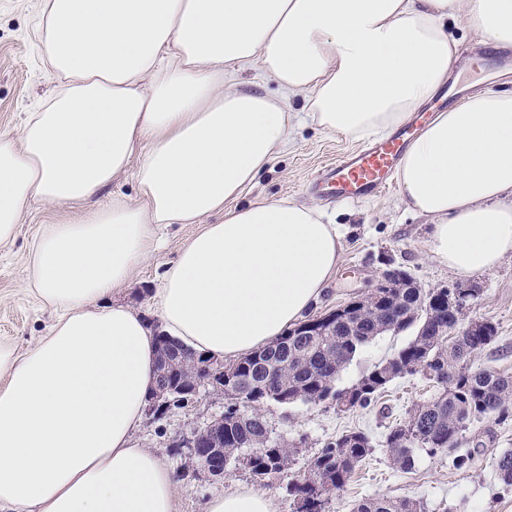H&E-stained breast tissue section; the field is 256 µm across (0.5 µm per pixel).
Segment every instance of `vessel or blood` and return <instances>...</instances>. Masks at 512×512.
<instances>
[{
	"label": "vessel or blood",
	"instance_id": "obj_1",
	"mask_svg": "<svg viewBox=\"0 0 512 512\" xmlns=\"http://www.w3.org/2000/svg\"><path fill=\"white\" fill-rule=\"evenodd\" d=\"M416 129V124H409L385 140L342 155L313 183V191L327 200L347 203L381 193L390 186L401 155Z\"/></svg>",
	"mask_w": 512,
	"mask_h": 512
}]
</instances>
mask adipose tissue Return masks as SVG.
<instances>
[{
  "label": "adipose tissue",
  "instance_id": "obj_1",
  "mask_svg": "<svg viewBox=\"0 0 512 512\" xmlns=\"http://www.w3.org/2000/svg\"><path fill=\"white\" fill-rule=\"evenodd\" d=\"M458 28L512 49V0H43L38 40L64 85L0 132V245L33 202H81L127 172L141 201L48 225L32 245L24 285L58 319L24 353L0 342V512H176L164 457L131 444L155 333L114 294L153 254L156 225L196 224L156 293L164 333L230 361L304 320L339 265L338 225L285 198L238 203L297 119L286 97L323 132L387 136L446 83ZM255 64L279 95L235 87ZM396 178L452 272L512 256V92L435 113ZM205 512L276 505L237 486Z\"/></svg>",
  "mask_w": 512,
  "mask_h": 512
}]
</instances>
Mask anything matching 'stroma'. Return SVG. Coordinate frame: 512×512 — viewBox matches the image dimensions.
<instances>
[{
  "label": "stroma",
  "instance_id": "35a3bbf8",
  "mask_svg": "<svg viewBox=\"0 0 512 512\" xmlns=\"http://www.w3.org/2000/svg\"><path fill=\"white\" fill-rule=\"evenodd\" d=\"M40 6L41 0H0V131H19L27 113L61 86L45 63L35 36ZM458 39L460 61L453 75L458 88L473 85L480 90L512 91V53L480 51L463 32ZM356 147V141L343 135H327L309 122H297L285 145L242 196L246 203L272 198L317 203L331 223L339 226L340 265L326 294L316 304L315 313L328 312L351 296L370 292L379 272L389 262L403 267L427 290L460 282L478 290V297L464 311L462 322L488 319L498 326L496 343L474 357V367L512 375V258L504 259L493 270L458 277L428 253L426 240L431 222L406 209L395 185L359 204L321 201L310 190V183L339 156ZM116 197L139 203L132 174L118 176L99 195L76 206L61 208L36 202L28 208L15 241L0 245V341H10L19 351H26L55 322V312L22 284L36 235L45 225L108 206ZM197 230L194 224L161 226L158 234L165 242L164 247L138 269L131 285L120 294V301L147 315L152 323H159L153 298L162 274ZM409 338L406 332L378 336L347 365L340 386L357 382ZM433 392L432 384L422 376H407L391 382L377 402L366 409L340 412L321 405L284 406L270 402L263 406L262 413L276 434L299 442L292 467L296 473L304 472L310 458L337 434L360 430L373 439L372 455L357 469L349 484L331 496L328 512H349L353 504L371 497H406L419 504L420 512H512V487L500 483L492 467L501 452L512 449V417L502 422L492 417L467 422L458 448L477 452L468 470L454 469L448 453L420 455L408 472L389 460L381 444L388 427L405 422L413 409ZM224 405L223 394L203 392L193 405L173 409L161 421L143 423L133 435L134 445L165 454L177 473L178 512H204L212 494L236 485L254 484L242 470L228 473L220 480L195 479L192 473L182 472L183 457L167 452L173 438L222 414Z\"/></svg>",
  "mask_w": 512,
  "mask_h": 512
}]
</instances>
